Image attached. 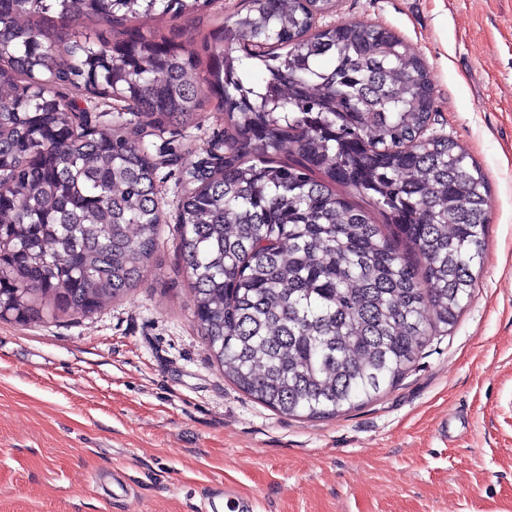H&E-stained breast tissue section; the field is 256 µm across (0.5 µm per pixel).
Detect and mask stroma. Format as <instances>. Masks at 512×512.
I'll list each match as a JSON object with an SVG mask.
<instances>
[{"instance_id": "35a3bbf8", "label": "stroma", "mask_w": 512, "mask_h": 512, "mask_svg": "<svg viewBox=\"0 0 512 512\" xmlns=\"http://www.w3.org/2000/svg\"><path fill=\"white\" fill-rule=\"evenodd\" d=\"M394 31L434 85L437 129L488 181L483 265L447 335L378 400L289 417L232 383L193 318L178 169L144 283L85 317L0 320V512H196L229 485L257 512H512V0H339L321 25ZM213 103L152 154L208 147ZM120 473V506L91 476Z\"/></svg>"}]
</instances>
